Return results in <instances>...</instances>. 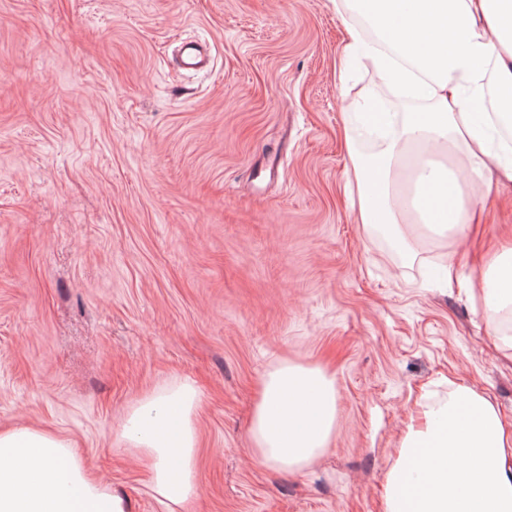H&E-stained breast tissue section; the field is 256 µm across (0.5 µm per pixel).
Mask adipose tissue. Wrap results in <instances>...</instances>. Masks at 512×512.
I'll return each mask as SVG.
<instances>
[{"label":"adipose tissue","instance_id":"1","mask_svg":"<svg viewBox=\"0 0 512 512\" xmlns=\"http://www.w3.org/2000/svg\"><path fill=\"white\" fill-rule=\"evenodd\" d=\"M349 14L342 67L358 61L419 112H383L373 154L346 136L357 218L412 253L425 238L457 240L475 217L471 192L486 170L512 183V0H336ZM484 317L512 349V248L483 272ZM196 387L141 397L127 412L128 447L153 462L151 490L165 512L198 494ZM336 388L318 367L287 361L262 380L252 410L259 464L301 469L328 448ZM0 512H132L90 473L70 440L45 429L0 430ZM384 512H512V433L494 404L466 387L410 415L386 475Z\"/></svg>","mask_w":512,"mask_h":512}]
</instances>
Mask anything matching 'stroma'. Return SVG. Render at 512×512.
Here are the masks:
<instances>
[{"label":"stroma","mask_w":512,"mask_h":512,"mask_svg":"<svg viewBox=\"0 0 512 512\" xmlns=\"http://www.w3.org/2000/svg\"><path fill=\"white\" fill-rule=\"evenodd\" d=\"M345 21L333 0H0V427L64 434L132 512L163 509L122 417L182 379L185 512H383L409 414L454 384L512 432V359L470 298L512 246V189L412 260L357 224L345 113L377 81L339 77ZM191 40L210 69L175 65ZM283 360L336 385L330 446L295 472L250 453Z\"/></svg>","instance_id":"1"}]
</instances>
